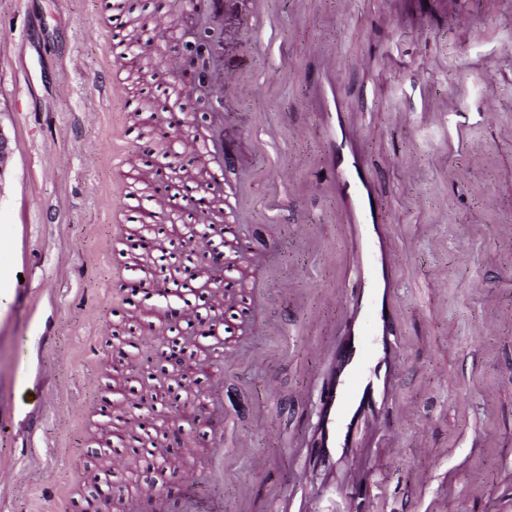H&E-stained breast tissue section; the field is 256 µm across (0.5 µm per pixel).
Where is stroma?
<instances>
[{
    "mask_svg": "<svg viewBox=\"0 0 512 512\" xmlns=\"http://www.w3.org/2000/svg\"><path fill=\"white\" fill-rule=\"evenodd\" d=\"M127 2L147 10L157 63L177 61L170 74L180 85L201 68L197 49L210 36L223 83L247 72L256 85L243 97L170 99L165 81H128L126 16L113 0H0V133L11 148L0 168V512H120L132 496L143 512H277L271 492L292 489L300 458L290 448L315 420L309 342L333 319L321 295L349 254L330 220L335 203L308 187L307 162L322 146L308 88L326 53L350 112L369 116L364 164L402 256L398 403L413 415L400 420L395 448L368 450L382 488L361 512H418L433 496L442 512H512V0H414L420 23L384 16L376 0H274L271 34L254 28L253 0H221L210 33L186 0ZM461 13L474 18L465 31L453 26ZM104 60L121 85L106 101L96 78ZM483 66L501 68L495 87L482 84ZM441 111L443 126L426 123ZM487 112L496 125L484 123ZM116 124L126 131L118 154ZM269 125L293 182L275 198L250 182L238 237L212 233L213 248L239 247V270L188 272L167 299L133 290L128 256L144 238L169 253L195 247L188 232L170 240L165 215L140 233L152 207L130 194L140 172L162 166L174 181L198 163L182 137L218 127L230 163L212 189L227 198L265 165L256 138ZM301 222L310 239L300 238ZM260 274L258 313L247 281ZM439 277L446 288L435 289ZM206 280L235 288L220 316L196 291ZM285 280L301 301L281 292ZM170 304L188 318L162 322ZM494 317L498 329H486ZM211 330L221 345L205 373L189 383L177 372L149 377L143 362L163 341ZM253 343L263 363L232 360ZM200 402L208 408L194 428L167 436L163 416ZM223 434L245 451L225 456L219 479L211 450ZM423 437L427 456L417 449ZM252 453L270 459L265 478ZM139 460L153 463L151 483L138 479ZM187 470L195 482H185Z\"/></svg>",
    "mask_w": 512,
    "mask_h": 512,
    "instance_id": "35a3bbf8",
    "label": "stroma"
}]
</instances>
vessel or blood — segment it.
<instances>
[{
    "label": "vessel or blood",
    "instance_id": "obj_1",
    "mask_svg": "<svg viewBox=\"0 0 512 512\" xmlns=\"http://www.w3.org/2000/svg\"><path fill=\"white\" fill-rule=\"evenodd\" d=\"M323 61L316 105L325 140L317 161L319 174L310 185L335 198L342 231L354 248L343 286L332 290L327 303L330 311L341 312L343 321L327 341L313 348L314 356L329 360L330 366L319 387L318 419L304 444L307 463L296 481L307 486L310 473L348 461L353 473L349 500L323 485L302 507V512H348L349 502L364 499L375 478L355 456V448L369 436L388 445L402 418L392 405L405 371L397 302L400 256L391 244L384 205L373 195L359 162L357 143L364 128L343 121L335 94L336 63L328 55Z\"/></svg>",
    "mask_w": 512,
    "mask_h": 512
}]
</instances>
